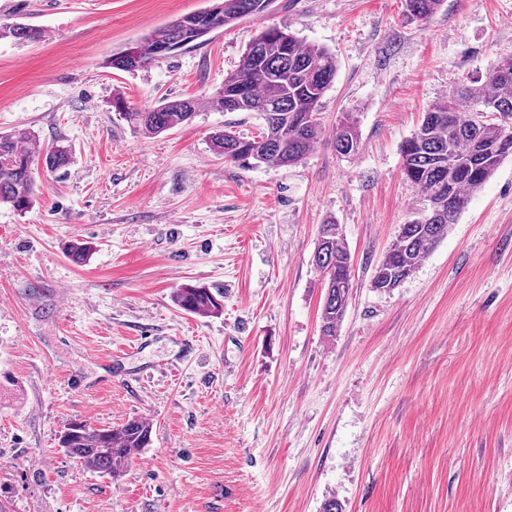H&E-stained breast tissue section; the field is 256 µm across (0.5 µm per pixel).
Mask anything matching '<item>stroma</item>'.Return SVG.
Wrapping results in <instances>:
<instances>
[{
  "label": "stroma",
  "instance_id": "1",
  "mask_svg": "<svg viewBox=\"0 0 512 512\" xmlns=\"http://www.w3.org/2000/svg\"><path fill=\"white\" fill-rule=\"evenodd\" d=\"M211 0H0V134L71 148L34 162L28 212L0 206V501L12 512H512V158L397 288L373 271L421 202L400 149L424 112L512 54V0H444L428 24L404 0H275L199 47L133 73L108 60ZM287 24L336 55L321 140L297 165L215 155L254 112L208 99L262 27ZM193 98L186 124L146 136L115 112ZM353 115L360 138L337 154ZM336 220L352 296L320 332L312 263ZM87 241L86 264L66 256ZM224 295L215 317L176 288ZM152 343L133 350L137 337ZM141 417L148 448L121 476L66 456L74 419ZM3 39H11L16 43H33L43 39V31L23 23L0 25V41ZM332 140L336 152L340 155H351L358 150L360 139L357 126L351 115H346L336 126ZM221 298L220 293L214 294L210 288L196 284H185L174 292V302L180 309L201 316L222 314Z\"/></svg>",
  "mask_w": 512,
  "mask_h": 512
}]
</instances>
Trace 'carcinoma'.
<instances>
[{
	"label": "carcinoma",
	"mask_w": 512,
	"mask_h": 512,
	"mask_svg": "<svg viewBox=\"0 0 512 512\" xmlns=\"http://www.w3.org/2000/svg\"><path fill=\"white\" fill-rule=\"evenodd\" d=\"M443 0H405L409 17L428 22ZM270 0H212L201 11L183 15L155 28L132 46L107 60L110 67L133 72L151 61L168 58L204 42L212 32L242 17L260 18ZM33 43L43 31L33 25H0V41ZM337 72L336 55L297 37L286 25L264 27L246 46L238 68L227 74L224 86L209 99L222 112H255L263 129L251 138L229 132L211 137L213 152L225 160L246 166L249 162L271 167L299 163L322 133L317 115ZM469 104L461 117L460 102ZM112 107L143 134L162 133L189 122L198 109L194 99L164 100L157 107L132 110L121 97ZM488 107L494 117L478 111ZM336 152L347 156L360 144L351 117L340 121L332 136ZM43 159L46 168L59 170L71 157L61 143L41 148L29 129L0 136V204L26 212L34 202L32 163ZM512 157V55L496 61L485 80L463 84L452 95L432 105L410 138L401 146L404 179L418 188L424 206L401 225L383 260L375 267L371 286L390 291L412 275L421 261L448 236L458 222L470 196ZM313 262L325 288L321 307V333L336 336L351 297V257L337 224L322 225ZM174 302L183 311L214 316L223 313L222 295L202 285L185 284L174 292ZM149 422L132 417L117 426L95 427L77 421L60 433L58 446L70 457L96 472L114 478L151 441Z\"/></svg>",
	"instance_id": "1"
}]
</instances>
